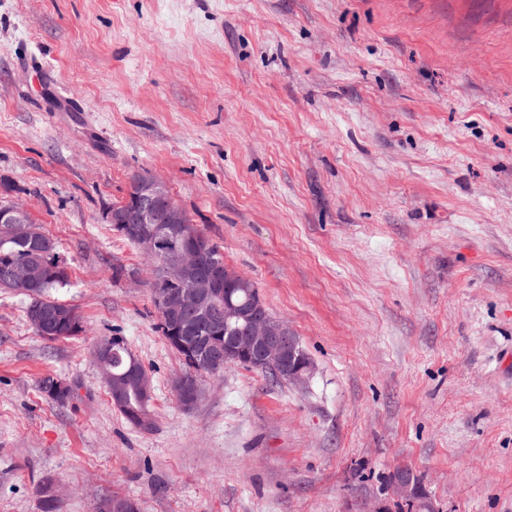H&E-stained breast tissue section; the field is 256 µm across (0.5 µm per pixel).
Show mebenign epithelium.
I'll list each match as a JSON object with an SVG mask.
<instances>
[{"instance_id":"1","label":"benign epithelium","mask_w":512,"mask_h":512,"mask_svg":"<svg viewBox=\"0 0 512 512\" xmlns=\"http://www.w3.org/2000/svg\"><path fill=\"white\" fill-rule=\"evenodd\" d=\"M135 202L122 210L108 213L109 223L116 229L124 224H144L137 238L139 250L153 259L161 269L162 283L153 289V302L166 331L172 335L192 337L223 326L240 323L242 327L224 337V348L204 355L208 368L217 373L231 365H244L272 372L290 384H303L312 367L301 354L288 325L270 316L260 296L241 302L224 293L226 288H250L252 281L224 263L221 256H209L212 243L199 225L187 219L183 206L152 173L141 172L132 179ZM27 225L26 235L40 244V253H53L52 243L43 237L40 226L31 221L30 209L23 203H0V237L10 238L14 225ZM42 276L39 260L23 256L15 259L0 273V279L27 286ZM70 313V305L60 302L53 309L33 307L28 310L30 324L44 332L52 319ZM110 344L97 345L94 356L107 387L112 392V405L118 410L128 407L130 392L138 397L140 419L154 422L149 406L153 389L149 373L135 356H130L126 369L112 372ZM174 393L185 408L193 407L202 394V384L192 375L178 374L172 383ZM393 495L406 503L412 512H440L435 502L422 495L413 473L401 469L389 481ZM97 512H138L134 500L122 496L99 502Z\"/></svg>"}]
</instances>
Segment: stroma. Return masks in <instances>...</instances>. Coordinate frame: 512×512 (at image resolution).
Listing matches in <instances>:
<instances>
[{
    "label": "stroma",
    "mask_w": 512,
    "mask_h": 512,
    "mask_svg": "<svg viewBox=\"0 0 512 512\" xmlns=\"http://www.w3.org/2000/svg\"><path fill=\"white\" fill-rule=\"evenodd\" d=\"M161 179L312 364L178 402L153 266L107 220ZM25 203L83 335L0 289V512H512V0H0V201ZM125 337L155 426L113 408ZM55 376L72 398L38 390ZM100 341L111 343V345L109 343L98 344L94 351V356L103 379L108 389L112 392V405L120 412L121 410H125L128 407L129 393L133 391L138 397L140 406L138 415L140 419L145 424H154L153 414L149 411V406L152 405L153 398L152 382L149 373L133 355L130 356L126 369L124 370L129 353L128 344L124 337L110 336ZM114 341H117V344L112 346V343L114 345ZM110 347L112 351V363L110 360ZM113 350L116 352L114 353ZM122 414L131 425L141 430L146 431L153 427L144 425L132 408ZM389 488L397 500L406 503L411 511L440 512L432 499L422 495L417 479L407 469L394 473Z\"/></svg>",
    "instance_id": "obj_1"
}]
</instances>
